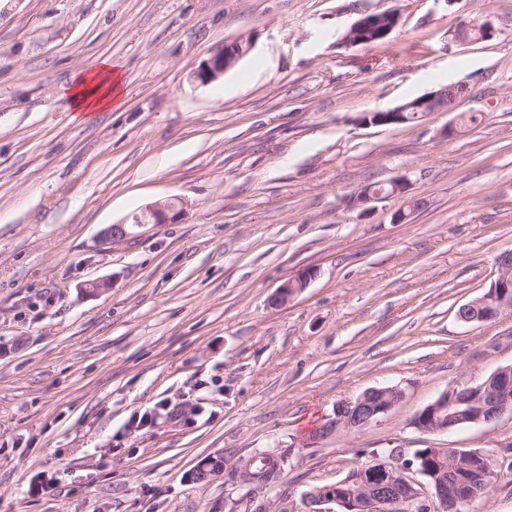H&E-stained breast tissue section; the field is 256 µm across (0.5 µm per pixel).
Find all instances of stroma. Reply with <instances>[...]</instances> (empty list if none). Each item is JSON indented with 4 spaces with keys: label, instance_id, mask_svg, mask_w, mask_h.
Masks as SVG:
<instances>
[{
    "label": "stroma",
    "instance_id": "obj_1",
    "mask_svg": "<svg viewBox=\"0 0 512 512\" xmlns=\"http://www.w3.org/2000/svg\"><path fill=\"white\" fill-rule=\"evenodd\" d=\"M387 10L386 42H345ZM104 57L120 104L73 111L64 85ZM450 83L465 96L416 125L363 120ZM462 112L483 119L444 138ZM401 176L405 195L357 202ZM175 197L179 222L102 239ZM510 250L512 0H0V512H244L191 471L288 446L296 500L376 458L477 450L498 477L463 512H512L511 413L412 426L512 364V312L457 315ZM380 386L404 397L379 421L312 438ZM251 40H239L232 43L230 51L224 49L209 59L195 74L200 84H208L216 80L225 70L233 67L236 62L251 48ZM314 277L313 271H303L296 277L285 281L277 290L273 296L272 303L274 305H283L288 302L294 295L300 293Z\"/></svg>",
    "mask_w": 512,
    "mask_h": 512
}]
</instances>
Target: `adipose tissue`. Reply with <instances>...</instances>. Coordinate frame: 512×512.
Wrapping results in <instances>:
<instances>
[{"label": "adipose tissue", "mask_w": 512, "mask_h": 512, "mask_svg": "<svg viewBox=\"0 0 512 512\" xmlns=\"http://www.w3.org/2000/svg\"><path fill=\"white\" fill-rule=\"evenodd\" d=\"M65 92L75 111H108L123 93L121 67L111 58H102L93 69L73 74Z\"/></svg>", "instance_id": "1"}]
</instances>
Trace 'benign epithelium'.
I'll use <instances>...</instances> for the list:
<instances>
[{
    "label": "benign epithelium",
    "mask_w": 512,
    "mask_h": 512,
    "mask_svg": "<svg viewBox=\"0 0 512 512\" xmlns=\"http://www.w3.org/2000/svg\"><path fill=\"white\" fill-rule=\"evenodd\" d=\"M382 18L366 15L356 20L348 29L346 39L360 43V36L378 28ZM252 42L239 40L232 43L230 50L221 51L209 59L195 74V80L208 84L216 80L225 70L251 48ZM402 112L394 109L369 112L365 120L371 124L390 125L399 123ZM183 203L173 198L145 206L133 216L130 223L108 226L103 233L106 241L117 242L133 234V230L147 224H174L181 220ZM314 277V272L303 271L285 281L273 296L274 305H283L300 293ZM512 309V254L506 252L500 258V273L491 289L482 297L470 302L458 313L460 320L470 322H490L498 318L504 310ZM471 391L450 388L435 401L423 408L432 415L428 424L413 423L422 432H449L471 423L482 426L498 420L503 414L512 412V364L498 369L493 377L478 387V394L470 398ZM403 398V393L394 388L371 389L354 402L347 403L351 410L336 416V430L359 431L378 418L387 414ZM291 449L273 448L256 451L236 460H224L220 470H212L213 461L205 460L191 473V479L198 484L210 485L227 480L234 489H243V498L255 507V512H382L384 501L401 496L405 490L414 491L420 486L442 506V512H451L457 504L474 497L468 482L459 479L440 477L437 481L424 485L416 479L421 469L414 468L413 461L395 458V461L376 467L365 464L360 467L357 482L368 491L357 497L342 489V484L334 483L320 487L312 494H304L301 502L294 501L287 493L279 490V484L269 479L267 469L286 472Z\"/></svg>",
    "instance_id": "1"
}]
</instances>
